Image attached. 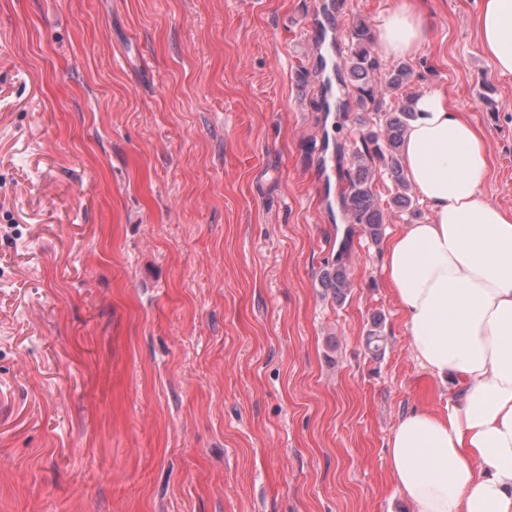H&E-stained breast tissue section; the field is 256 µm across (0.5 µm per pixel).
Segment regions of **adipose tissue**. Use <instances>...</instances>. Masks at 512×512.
I'll return each mask as SVG.
<instances>
[{
    "label": "adipose tissue",
    "mask_w": 512,
    "mask_h": 512,
    "mask_svg": "<svg viewBox=\"0 0 512 512\" xmlns=\"http://www.w3.org/2000/svg\"><path fill=\"white\" fill-rule=\"evenodd\" d=\"M475 27L512 75V0H481ZM377 31L390 57L428 45L419 0H397ZM413 108L405 174L431 218L389 240L384 275L443 405L401 415L387 472L410 512H512V209L484 194L485 138L447 93L426 91Z\"/></svg>",
    "instance_id": "1"
}]
</instances>
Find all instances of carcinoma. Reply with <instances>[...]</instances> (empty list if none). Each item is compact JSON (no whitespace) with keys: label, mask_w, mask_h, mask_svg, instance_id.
I'll return each instance as SVG.
<instances>
[{"label":"carcinoma","mask_w":512,"mask_h":512,"mask_svg":"<svg viewBox=\"0 0 512 512\" xmlns=\"http://www.w3.org/2000/svg\"><path fill=\"white\" fill-rule=\"evenodd\" d=\"M349 43V55L336 63L341 93L349 92L352 102L338 98V110L358 112L359 140L349 158L344 173L345 188L340 203L352 224H361L370 236L378 238L383 224V200L373 190V164L380 162L397 186L398 192L391 204L411 210L418 216L419 209L413 207L409 194V183L404 174L401 147L410 121L414 117L413 103L416 95H406L405 101L392 110L384 109L385 95L400 89L410 82L411 68L399 63L387 72H382L379 57L374 52L377 35L372 26L361 18L350 21L345 28ZM373 116H368V113ZM322 285L332 291L336 300L347 296L350 282L343 270L327 275ZM366 347L378 357L386 348L382 333V320L375 318L366 335Z\"/></svg>","instance_id":"obj_1"}]
</instances>
